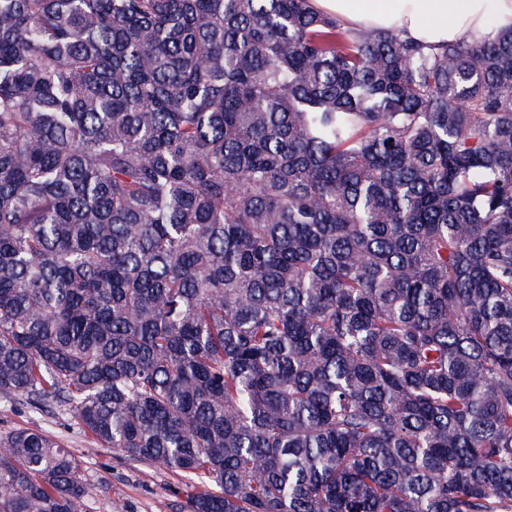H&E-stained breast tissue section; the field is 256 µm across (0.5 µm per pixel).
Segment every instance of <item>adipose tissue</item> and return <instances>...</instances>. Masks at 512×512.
<instances>
[{
	"mask_svg": "<svg viewBox=\"0 0 512 512\" xmlns=\"http://www.w3.org/2000/svg\"><path fill=\"white\" fill-rule=\"evenodd\" d=\"M344 25L395 30L438 48L512 28V0H312Z\"/></svg>",
	"mask_w": 512,
	"mask_h": 512,
	"instance_id": "adipose-tissue-1",
	"label": "adipose tissue"
}]
</instances>
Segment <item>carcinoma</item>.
I'll return each mask as SVG.
<instances>
[{"instance_id": "cac0c4a2", "label": "carcinoma", "mask_w": 512, "mask_h": 512, "mask_svg": "<svg viewBox=\"0 0 512 512\" xmlns=\"http://www.w3.org/2000/svg\"><path fill=\"white\" fill-rule=\"evenodd\" d=\"M0 398L185 512H512V28L0 0ZM0 433V512H83Z\"/></svg>"}]
</instances>
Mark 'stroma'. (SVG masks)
I'll return each mask as SVG.
<instances>
[{
    "label": "stroma",
    "instance_id": "1",
    "mask_svg": "<svg viewBox=\"0 0 512 512\" xmlns=\"http://www.w3.org/2000/svg\"><path fill=\"white\" fill-rule=\"evenodd\" d=\"M34 425L83 454L86 478L94 486L85 512H175L183 503L178 478L163 468L132 463L111 449L96 447L69 418L0 401V431Z\"/></svg>",
    "mask_w": 512,
    "mask_h": 512
}]
</instances>
